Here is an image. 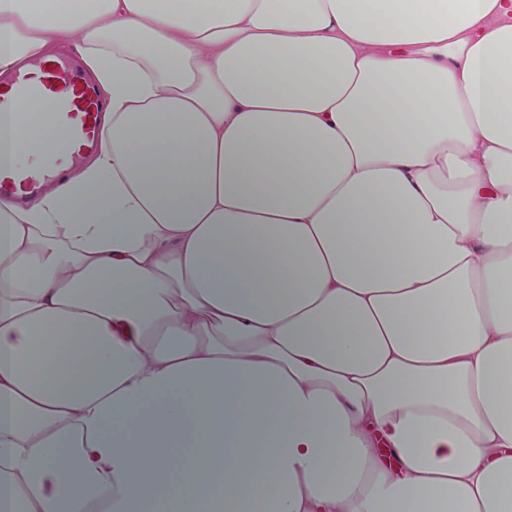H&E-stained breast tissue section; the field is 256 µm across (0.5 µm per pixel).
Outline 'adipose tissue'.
I'll use <instances>...</instances> for the list:
<instances>
[{
	"label": "adipose tissue",
	"mask_w": 512,
	"mask_h": 512,
	"mask_svg": "<svg viewBox=\"0 0 512 512\" xmlns=\"http://www.w3.org/2000/svg\"><path fill=\"white\" fill-rule=\"evenodd\" d=\"M59 38L106 110L0 198V512H512V0H0V73ZM63 171L48 168L40 177L29 176L27 173L16 170L6 162L0 163V194L13 193L18 185H23L29 192V197L37 195L45 185L58 183Z\"/></svg>",
	"instance_id": "obj_1"
}]
</instances>
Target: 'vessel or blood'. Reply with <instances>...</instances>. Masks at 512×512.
Wrapping results in <instances>:
<instances>
[{"instance_id":"obj_1","label":"vessel or blood","mask_w":512,"mask_h":512,"mask_svg":"<svg viewBox=\"0 0 512 512\" xmlns=\"http://www.w3.org/2000/svg\"><path fill=\"white\" fill-rule=\"evenodd\" d=\"M40 69L43 76L37 83L16 76L0 81L9 88L8 95L0 96V114L10 113L20 101L52 98L55 105L49 116L52 124L64 129L68 141L94 147L100 130L97 119L104 103L97 96L91 80L80 71L76 57H60L52 63L41 64ZM61 177V171L52 167L36 178L1 162L0 194L12 193L21 185L34 196L45 185L59 182Z\"/></svg>"}]
</instances>
